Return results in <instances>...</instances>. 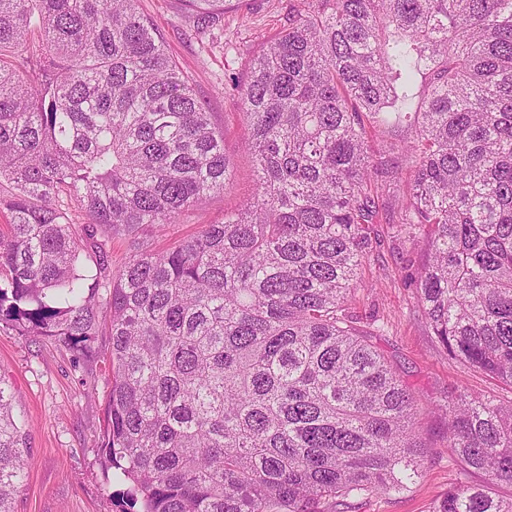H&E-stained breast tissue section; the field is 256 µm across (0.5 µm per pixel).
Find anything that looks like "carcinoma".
Here are the masks:
<instances>
[{
    "label": "carcinoma",
    "instance_id": "obj_1",
    "mask_svg": "<svg viewBox=\"0 0 512 512\" xmlns=\"http://www.w3.org/2000/svg\"><path fill=\"white\" fill-rule=\"evenodd\" d=\"M139 0H0V324L79 364L109 338L104 461L137 512H343L422 477L413 394L348 301L381 193L448 358L512 387V0H304L234 83L256 160L220 224L154 240L230 187L224 135ZM225 0H187L197 28ZM410 136L371 147L380 125ZM134 247L112 270L108 243ZM465 475L432 512H512V399L447 404ZM25 466L0 380V512Z\"/></svg>",
    "mask_w": 512,
    "mask_h": 512
}]
</instances>
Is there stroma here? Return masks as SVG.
Returning a JSON list of instances; mask_svg holds the SVG:
<instances>
[{"mask_svg":"<svg viewBox=\"0 0 512 512\" xmlns=\"http://www.w3.org/2000/svg\"><path fill=\"white\" fill-rule=\"evenodd\" d=\"M294 0H226L219 20L197 32L185 0H140L158 24L169 54L192 78L197 97L224 134L233 186L170 225L159 248L223 222L247 197L257 173L246 147L247 128L231 80H246L249 63L288 22ZM379 246L358 269L359 287L348 303L359 327L369 330L420 406L417 427L427 445L425 475L410 491L372 497L352 512H431L434 502L463 475L448 448L444 405L459 392L511 399L512 388L449 360L427 327L416 290L407 280L420 262L417 246L395 225L375 227ZM0 377L8 383L16 414L26 422L24 477L13 512H120L126 488L100 453L104 397L112 377L102 361L74 366L59 343L22 336L0 326Z\"/></svg>","mask_w":512,"mask_h":512,"instance_id":"stroma-1","label":"stroma"}]
</instances>
